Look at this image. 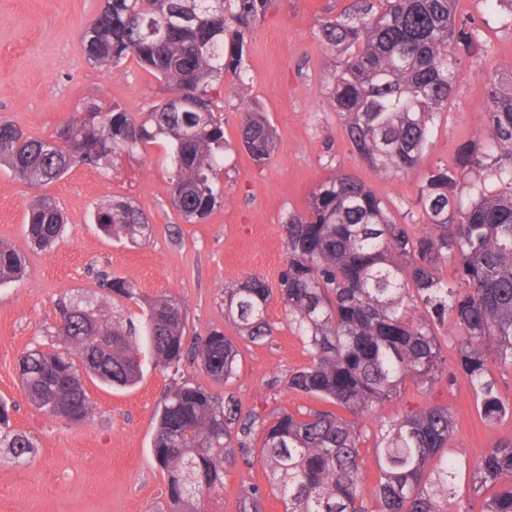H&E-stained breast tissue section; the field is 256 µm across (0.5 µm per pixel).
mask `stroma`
<instances>
[{
	"mask_svg": "<svg viewBox=\"0 0 512 512\" xmlns=\"http://www.w3.org/2000/svg\"><path fill=\"white\" fill-rule=\"evenodd\" d=\"M351 0H274L247 46L246 75L235 89H221L224 203L204 222L185 223L171 205V161L164 141L146 145L134 157L108 168L78 166L61 179L32 186L0 169V241L25 259L16 282L0 285V399L7 402L13 429L36 444L32 460L0 465V512H169L167 477L152 453L159 409L173 385L171 372L143 358V375L128 389L86 382L89 420L71 423L38 410L21 392L18 358L44 344L63 348L50 333L55 302L70 296L98 306L105 321L139 319L132 301L100 286L101 274L135 284L147 296L178 297L190 334L223 330L236 340L237 373L214 383L194 366L185 378L261 417L324 410L322 398L291 391L286 381L309 357L288 324L280 299L267 319L273 336L253 343L237 337L224 316L221 295L251 276L277 287L287 250L281 222L288 211L305 212L312 191L338 172L352 174L373 189L410 232L424 229L417 188L431 168L458 172V193L472 198L478 169L469 157L492 163L497 153L484 139L488 67H512V31L501 28L485 0H458L457 14L477 27L478 40L460 50L457 82L448 108L436 119L420 165L406 175L382 178L349 149L340 117L326 103V87L337 57L322 45L317 22L337 15ZM103 0H0V119L26 134L47 138L84 103L116 104L129 112L146 109L162 86L135 58L116 72L92 66L82 35ZM265 112L276 130L271 157L255 164L240 144L239 107ZM55 199L64 211L62 237L49 249H33L25 219L38 196ZM109 196L133 200L152 226L149 239L134 244L108 238L92 222L93 206ZM429 406L448 407L456 425L449 454L474 461L488 448L512 439V417L480 421L472 385L438 379L426 389L406 384L378 404L367 428ZM259 487L264 512H284L272 492L262 461L224 469V488L207 502V512H239L245 491Z\"/></svg>",
	"mask_w": 512,
	"mask_h": 512,
	"instance_id": "stroma-1",
	"label": "stroma"
}]
</instances>
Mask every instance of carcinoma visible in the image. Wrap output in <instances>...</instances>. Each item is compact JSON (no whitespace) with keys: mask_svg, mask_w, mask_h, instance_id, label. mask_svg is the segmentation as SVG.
Masks as SVG:
<instances>
[{"mask_svg":"<svg viewBox=\"0 0 512 512\" xmlns=\"http://www.w3.org/2000/svg\"><path fill=\"white\" fill-rule=\"evenodd\" d=\"M272 0H104L86 28L88 61L117 69L131 55L163 85V96L142 112L113 105L90 122L67 121L49 138L25 135L0 120V166L30 184L54 182L72 168L107 166L164 138L171 152L172 204L183 219H206L223 202L219 188L224 122L219 86L233 88L245 73V50ZM456 0H353L319 23L321 42L339 57L326 102L343 121L353 151L382 175L407 173L421 161L430 123L447 109L457 81L458 47L479 36L457 25ZM484 137L499 160L473 183L475 199L462 206L458 174L431 170L417 203L430 231L411 235L382 198L349 174L338 172L312 191L306 212L282 222L288 259L279 274V297L288 323L301 337L309 363L288 375V388L325 399L334 411L281 412L273 422L243 413L235 402L199 383L177 382L159 411L152 452L167 474L170 512H201L202 501L224 486V467L252 462L259 453L270 487L285 512H512V440L488 449L470 466L472 494L456 500L460 459L443 450L455 434L448 408L412 410L377 421L372 435L378 480L363 494L362 420L376 403L406 381L424 389L443 374L471 383L480 419L512 416L488 368V357L512 369V69L487 74ZM187 106L172 111L168 98ZM240 142L264 163L276 131L267 116L239 112ZM508 186L492 193L487 183ZM94 223L132 243L151 225L131 200L107 197L94 207ZM64 216L39 197L28 210L27 234L38 248L51 246ZM455 267L460 284L439 277ZM24 258L0 242V283L19 279ZM102 287L131 301L137 289L120 278ZM273 289L258 277L224 289V315L241 336L273 335L267 306ZM144 322L125 326L99 319L92 303L61 298L55 335L71 345L48 351L39 344L18 359L21 389L46 414L79 423L92 406L79 369L101 382L126 387L141 372L135 342L146 337L154 364L179 371L198 364L225 383L236 372L237 347L223 331L186 338L181 301L162 294L143 299ZM423 306L415 319L410 308ZM451 315L458 345L454 370L433 330ZM262 434L261 448H254ZM0 447L21 463L35 453L32 439L14 431L0 404ZM264 494L245 492L240 512H263Z\"/></svg>","mask_w":512,"mask_h":512,"instance_id":"1","label":"carcinoma"}]
</instances>
